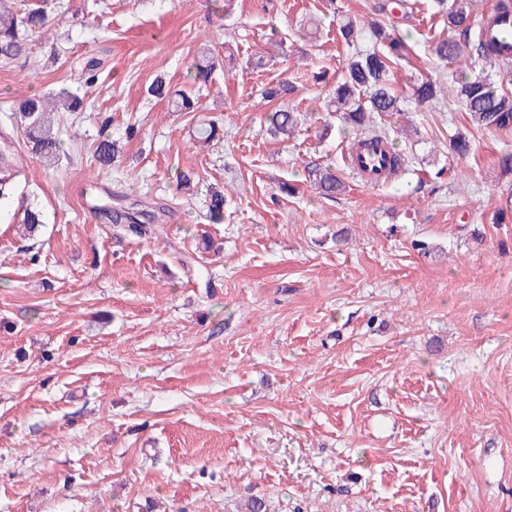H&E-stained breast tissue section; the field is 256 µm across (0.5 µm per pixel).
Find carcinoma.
Instances as JSON below:
<instances>
[{
	"label": "carcinoma",
	"instance_id": "1",
	"mask_svg": "<svg viewBox=\"0 0 512 512\" xmlns=\"http://www.w3.org/2000/svg\"><path fill=\"white\" fill-rule=\"evenodd\" d=\"M432 14L442 18L447 35L435 41L434 53L443 63H459L463 56L469 61L460 67L458 102L465 112L468 123L484 130L512 131V90L496 83L485 70L497 63V49L481 37L473 17L474 0H429ZM49 28L46 7L30 4L11 13H0V63L10 64L26 54L32 37H41ZM372 46L355 52L346 63L345 74L336 84L327 101V111L336 113L344 129L354 135V143L368 137L367 127L393 112L402 111V105L413 99L419 104L430 103L441 94V86L432 77H426L412 87L406 95L395 89L392 82L393 68L408 52L405 38L379 24L370 26ZM215 66L213 50H201L191 64L193 83H207ZM294 91L288 80L264 90L269 100L281 104L266 116V131L270 137L283 142L290 139L299 124L298 113L288 107L287 99ZM152 96L165 99L176 112H196L200 108L198 98L181 90L172 91L165 82L156 80L149 88ZM57 111L55 98H32L19 108L20 124L31 146V151L48 166L60 158L61 141L54 131L51 114ZM197 142L208 145L219 139V129L214 123H201L197 129ZM100 165L119 162L120 151L116 142L105 136L96 148ZM309 177L322 195L334 197L343 189L342 182L328 167H316ZM13 150L8 137L0 138V200L14 193L16 182ZM103 216L120 233L131 238L156 237L161 228L150 223L152 211L143 202L136 201L131 207L118 204L103 209ZM206 217L213 223L224 220V192H210ZM44 224L42 211L29 207L20 222L23 235L34 236Z\"/></svg>",
	"mask_w": 512,
	"mask_h": 512
}]
</instances>
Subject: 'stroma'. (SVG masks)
Masks as SVG:
<instances>
[{
  "instance_id": "obj_1",
  "label": "stroma",
  "mask_w": 512,
  "mask_h": 512,
  "mask_svg": "<svg viewBox=\"0 0 512 512\" xmlns=\"http://www.w3.org/2000/svg\"><path fill=\"white\" fill-rule=\"evenodd\" d=\"M62 2L49 40L0 64L19 171L0 205V512H512V132L454 106L440 24L396 22L397 87L426 74L446 101L378 122L406 163L370 187L325 103L339 23L368 27L377 0ZM204 47L218 67L199 111L148 95L160 77L192 91ZM285 78L303 120L283 143L262 91ZM63 87L85 105L61 113L50 169L15 110ZM203 120L223 131L205 149ZM104 131L114 167L95 157ZM316 163L340 194L318 193ZM129 192L160 201V237H114L100 208ZM28 203L45 218L32 239L16 232Z\"/></svg>"
}]
</instances>
